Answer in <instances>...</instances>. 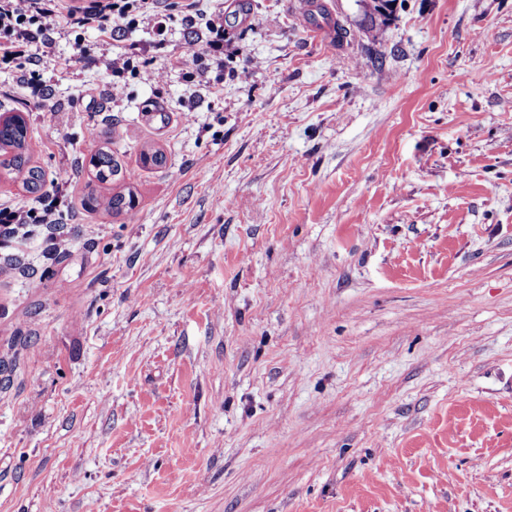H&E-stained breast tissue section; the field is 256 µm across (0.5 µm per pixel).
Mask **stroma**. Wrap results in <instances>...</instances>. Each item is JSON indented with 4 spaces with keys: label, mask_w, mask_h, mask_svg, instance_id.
I'll list each match as a JSON object with an SVG mask.
<instances>
[{
    "label": "stroma",
    "mask_w": 512,
    "mask_h": 512,
    "mask_svg": "<svg viewBox=\"0 0 512 512\" xmlns=\"http://www.w3.org/2000/svg\"><path fill=\"white\" fill-rule=\"evenodd\" d=\"M206 36L0 65L66 194L0 242V512H512V0H224L216 86ZM91 166L95 172V179L101 185L111 184L113 180L122 172L121 163L115 158L114 154L106 150H97L91 156ZM84 205L90 210H94L100 206L114 215L130 216L131 212L136 208L134 195L130 191L127 194L117 192L110 196H97L93 191L90 192L85 200Z\"/></svg>",
    "instance_id": "obj_1"
}]
</instances>
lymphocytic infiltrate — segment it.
<instances>
[{"label":"lymphocytic infiltrate","instance_id":"f902f5d3","mask_svg":"<svg viewBox=\"0 0 512 512\" xmlns=\"http://www.w3.org/2000/svg\"><path fill=\"white\" fill-rule=\"evenodd\" d=\"M199 0H181L184 18L200 19L208 37L201 47L216 70L224 68V11L200 14ZM173 15L162 0H0V62L11 63L24 57L26 47L40 40L53 49L56 37L94 29L108 35L122 28L144 27L158 39H165ZM60 199L45 198L33 207L0 204V236L9 235L17 224L51 226L60 221Z\"/></svg>","mask_w":512,"mask_h":512}]
</instances>
